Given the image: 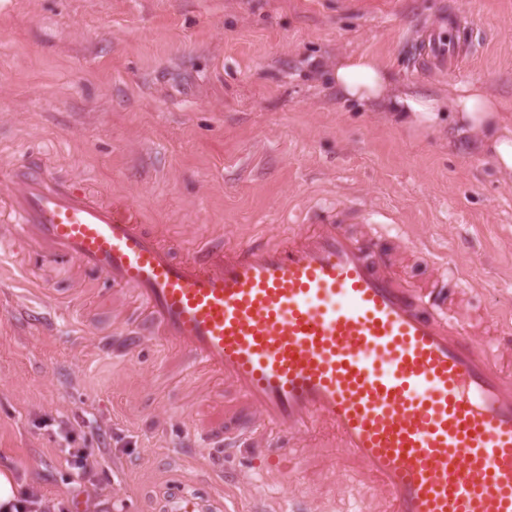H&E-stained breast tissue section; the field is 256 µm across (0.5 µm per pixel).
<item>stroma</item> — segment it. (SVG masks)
<instances>
[{"label": "stroma", "instance_id": "1", "mask_svg": "<svg viewBox=\"0 0 512 512\" xmlns=\"http://www.w3.org/2000/svg\"><path fill=\"white\" fill-rule=\"evenodd\" d=\"M459 10L486 41L455 74L412 68V39ZM369 55L395 89L478 82L512 113V0H0V170L41 152L60 176L140 204L178 249L280 232L305 202L357 204L449 245L479 288L468 312L512 302V176L448 133L415 130L336 89ZM79 320L28 328L23 287L0 283V467L58 512H138L198 460L176 461L191 419L221 415L185 356L131 363L94 351L128 313L119 289L47 269ZM98 460L87 477L70 447Z\"/></svg>", "mask_w": 512, "mask_h": 512}]
</instances>
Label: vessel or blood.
<instances>
[{
	"label": "vessel or blood",
	"mask_w": 512,
	"mask_h": 512,
	"mask_svg": "<svg viewBox=\"0 0 512 512\" xmlns=\"http://www.w3.org/2000/svg\"><path fill=\"white\" fill-rule=\"evenodd\" d=\"M475 53L453 14L417 40L413 65L454 72ZM309 213L288 240L203 238L180 258L134 204L62 179L39 155L0 172V253L21 239L35 263L76 267L141 310L100 350H176L223 384V416L190 423L187 438L225 485L294 484L290 455L306 442L314 481L357 483L354 512H512V369L501 365L512 312L492 314V337L480 336L448 297L472 283L447 254L410 236L384 247L350 231L345 208ZM426 253L436 277L403 281V256ZM245 448L275 458L258 481L224 469ZM227 508L202 479L169 485L157 512Z\"/></svg>",
	"instance_id": "b4317fda"
}]
</instances>
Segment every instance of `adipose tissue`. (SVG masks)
Listing matches in <instances>:
<instances>
[{
	"label": "adipose tissue",
	"instance_id": "1",
	"mask_svg": "<svg viewBox=\"0 0 512 512\" xmlns=\"http://www.w3.org/2000/svg\"><path fill=\"white\" fill-rule=\"evenodd\" d=\"M334 79L345 98L358 102L391 99L400 119L416 127L434 125L443 109H450L457 132L476 136L479 150L488 154L496 168L512 174V114L503 112L501 103L481 84H456L444 101L413 91L393 98L387 70L369 56L340 59Z\"/></svg>",
	"mask_w": 512,
	"mask_h": 512
}]
</instances>
